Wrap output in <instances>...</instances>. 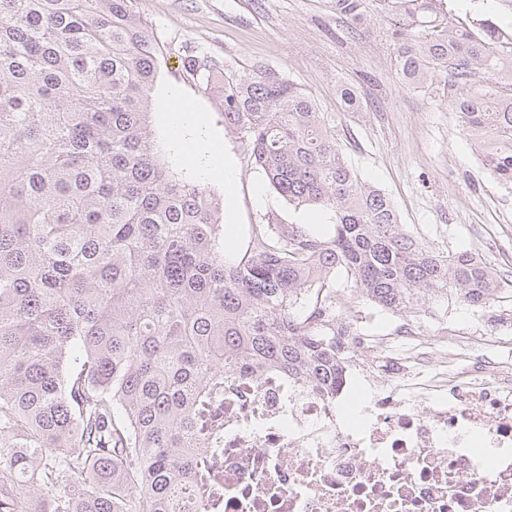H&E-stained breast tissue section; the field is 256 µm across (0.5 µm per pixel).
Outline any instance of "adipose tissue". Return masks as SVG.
<instances>
[{
	"instance_id": "1",
	"label": "adipose tissue",
	"mask_w": 512,
	"mask_h": 512,
	"mask_svg": "<svg viewBox=\"0 0 512 512\" xmlns=\"http://www.w3.org/2000/svg\"><path fill=\"white\" fill-rule=\"evenodd\" d=\"M163 110L167 113L180 111L189 116L188 121L179 126L168 121L163 124L162 137L171 155L198 181L220 177L225 185L234 184L236 171L233 164L220 161L201 116L195 115L192 104L177 89L165 91Z\"/></svg>"
}]
</instances>
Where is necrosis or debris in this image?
I'll return each mask as SVG.
<instances>
[{"mask_svg": "<svg viewBox=\"0 0 512 512\" xmlns=\"http://www.w3.org/2000/svg\"><path fill=\"white\" fill-rule=\"evenodd\" d=\"M398 338L390 377L361 404L351 383L391 337L352 336L329 394L272 369L225 372L224 496L206 512H512V356L418 321Z\"/></svg>", "mask_w": 512, "mask_h": 512, "instance_id": "4bbe7bcc", "label": "necrosis or debris"}]
</instances>
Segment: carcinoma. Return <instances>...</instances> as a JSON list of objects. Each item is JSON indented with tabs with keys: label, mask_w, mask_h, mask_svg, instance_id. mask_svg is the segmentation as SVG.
Segmentation results:
<instances>
[{
	"label": "carcinoma",
	"mask_w": 512,
	"mask_h": 512,
	"mask_svg": "<svg viewBox=\"0 0 512 512\" xmlns=\"http://www.w3.org/2000/svg\"><path fill=\"white\" fill-rule=\"evenodd\" d=\"M129 0H0V512H203L224 486V370L341 376L343 316L414 320L423 297L491 306L496 271L436 250L360 181L316 103L271 71L188 54L269 185L322 229L272 219L225 258L220 201L158 154V44ZM389 15L401 82L457 88L482 164L512 187V32L448 23L444 0H331ZM497 78L490 94L479 74Z\"/></svg>",
	"instance_id": "obj_1"
}]
</instances>
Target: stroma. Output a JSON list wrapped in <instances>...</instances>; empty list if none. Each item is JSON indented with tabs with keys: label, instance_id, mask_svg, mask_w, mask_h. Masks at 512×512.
Returning <instances> with one entry per match:
<instances>
[{
	"label": "stroma",
	"instance_id": "1",
	"mask_svg": "<svg viewBox=\"0 0 512 512\" xmlns=\"http://www.w3.org/2000/svg\"><path fill=\"white\" fill-rule=\"evenodd\" d=\"M445 6L461 26L486 15L512 21V0H445ZM132 7L160 45L154 95L180 89L236 167L233 191L220 178L208 187L240 238L271 217L297 223L303 214L270 187L243 139L225 128L219 100L184 67L190 53L228 73L271 70L313 98L347 160L392 199L407 230L432 248L478 254L509 282L487 309L426 300L425 334L445 324L464 333L495 328L503 348H512V188L484 169L458 127L447 81L421 90L401 83L391 18L372 11L355 27L336 17L330 0H132ZM344 84L355 90L357 109L344 107Z\"/></svg>",
	"mask_w": 512,
	"mask_h": 512
}]
</instances>
